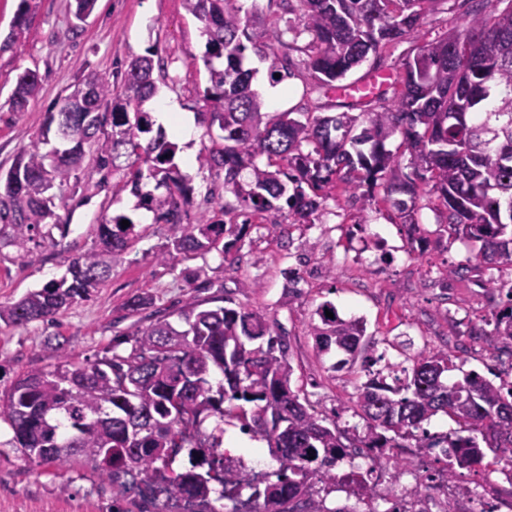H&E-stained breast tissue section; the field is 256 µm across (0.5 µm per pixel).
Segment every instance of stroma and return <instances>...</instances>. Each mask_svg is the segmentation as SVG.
Returning <instances> with one entry per match:
<instances>
[{"mask_svg": "<svg viewBox=\"0 0 512 512\" xmlns=\"http://www.w3.org/2000/svg\"><path fill=\"white\" fill-rule=\"evenodd\" d=\"M20 0H0V166L9 167L18 151L34 139L55 103L69 94L83 74L124 71L137 55L155 54L167 67L159 97L175 99L184 112L196 114L209 85L202 61L206 37L182 0H97L93 12L76 22L74 0H31L28 26L12 47H4ZM462 0H443L426 16L418 39H405L369 55L348 73L347 82L372 73L399 75L402 62L419 42H435L448 31L463 30ZM294 74L281 82L275 112L326 114L340 111L336 98L313 92L300 51ZM37 71L41 92L23 112L12 111L9 97L23 71ZM185 175L194 192L182 221L197 223L211 214L212 199L238 207L224 189L223 175L191 167ZM81 188L59 214L70 232L56 245L34 249L26 258L16 248L0 249V302L16 301L66 271L69 260L96 239L104 215L136 214L138 202L125 188L124 172L108 178L80 170ZM421 242H410L396 211H379L356 199L326 197L312 223L282 224L274 212L249 213L243 238L229 253L179 257L175 265L154 261L155 250L171 234L169 225L143 224L133 250L118 256L103 285L90 300L57 315L54 321L24 327L0 323V390L22 373L54 369L62 356L82 362L108 350L125 354L129 344H114L115 335L174 317L189 300L231 298L275 323L285 334L292 366L293 391L306 398L316 415L337 419L340 427L362 426L353 414L356 388L365 382L360 368L335 369V354L318 350L311 325L323 302L340 316L364 318L370 355L399 363L422 350H445L463 371L491 381H512V356L497 351L494 337L473 336L469 329L490 314L504 297L490 280H512V269L488 270L480 279L468 273V243L449 237L435 201L417 203ZM455 269L444 277L445 269ZM153 295L155 304L138 311L126 307L135 295ZM13 433L0 423V512H109L112 490L90 464L68 470L35 465L12 447ZM455 485L497 505L512 501V484L491 466L462 471Z\"/></svg>", "mask_w": 512, "mask_h": 512, "instance_id": "1", "label": "stroma"}]
</instances>
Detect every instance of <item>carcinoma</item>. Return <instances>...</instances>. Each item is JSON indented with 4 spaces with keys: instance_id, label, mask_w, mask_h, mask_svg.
Listing matches in <instances>:
<instances>
[{
    "instance_id": "obj_1",
    "label": "carcinoma",
    "mask_w": 512,
    "mask_h": 512,
    "mask_svg": "<svg viewBox=\"0 0 512 512\" xmlns=\"http://www.w3.org/2000/svg\"><path fill=\"white\" fill-rule=\"evenodd\" d=\"M283 25L270 28L258 13H242L239 0H183L207 35L203 61L210 86L203 95L201 122L218 126L223 143H212L197 157L200 168L224 173V189L255 212L274 210L290 224L309 222L321 193L341 186L364 203H377L375 188L397 210L411 240L419 231L416 203L435 198L445 232L479 244L466 271L479 274L490 264L512 266V0H467L466 29L418 48L402 63L400 81L357 101L361 112L322 115L266 111L252 88L253 72L244 68L245 52L271 55L269 77L280 83L292 76L289 51H302L312 71L313 89L328 95L371 52L418 37L428 13L444 0H279ZM303 19L311 43L300 48L285 36L291 16ZM283 57H278V51ZM149 56L130 60L124 92L109 79L90 73L99 111L73 112L69 97L57 107L67 121L66 135L81 148L70 157L51 147L41 130L15 157L0 192V248L13 246L25 258L32 248L54 243L52 230L64 236L69 225L56 209L66 206V187L85 159L99 172L131 169L126 185L138 207L153 213L154 223L174 228L173 239L155 255L172 264L181 254L230 251L242 239L241 224L213 216L196 224L181 222L192 187L173 164L177 146L162 128H153L143 104L156 93ZM280 77H275V74ZM40 90L37 72L26 70L9 98L15 112L25 110ZM402 136L412 172L402 170L401 155L386 141ZM368 149H363V146ZM259 155L285 168L262 169ZM251 169L249 189L241 173ZM155 182L143 190V179ZM129 221L124 228L121 222ZM125 214L102 217L97 239L73 258L60 279H52L15 302L0 303V322L26 326L52 318L87 301L112 268V256L139 239ZM332 312L333 317L326 316ZM311 330L322 352L344 355L333 368L363 361L365 323L344 319L325 302ZM167 319L139 327L126 355L112 352L86 363L68 356L53 370L31 369L0 392V421L9 424L23 457L37 465L69 469L88 461L112 485V501L124 500L132 485L156 486L165 507L183 494L194 496L192 512H215L211 494L233 503L230 512H348L329 509L318 485L336 486L358 471L338 476L336 466L350 457L348 448H440L448 458V477L456 468L512 460V384L496 385L475 373L448 381L456 370L446 352H420L407 367L388 364L392 383L382 372L368 371L357 387L354 413L363 434L351 435L336 422L328 425L308 412L291 390V365L285 337L272 324L242 307H202L189 302ZM493 335L512 353V305L495 314ZM224 382L213 386L212 375ZM252 405L246 411L244 405ZM452 417L468 435L431 438L415 431L432 417ZM217 419L208 431L204 423ZM240 422L244 434L260 436L279 463L263 485L212 461L182 473L171 468L183 449L219 448L224 422Z\"/></svg>"
}]
</instances>
